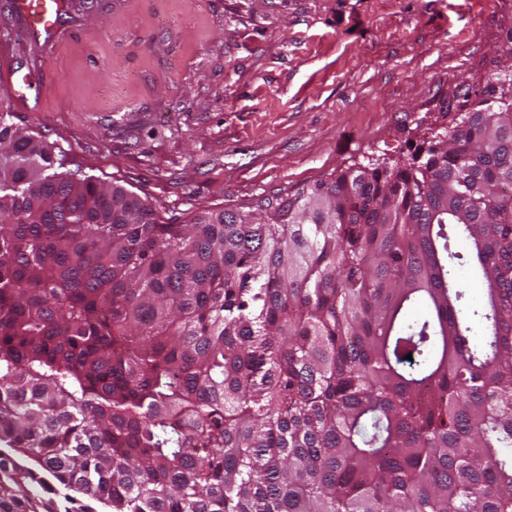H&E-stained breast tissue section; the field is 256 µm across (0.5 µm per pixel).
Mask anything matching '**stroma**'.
Returning a JSON list of instances; mask_svg holds the SVG:
<instances>
[{"mask_svg":"<svg viewBox=\"0 0 512 512\" xmlns=\"http://www.w3.org/2000/svg\"><path fill=\"white\" fill-rule=\"evenodd\" d=\"M9 2L0 97L19 125L173 224L409 162L512 83V0H99L50 46ZM24 73L38 102L10 90Z\"/></svg>","mask_w":512,"mask_h":512,"instance_id":"stroma-1","label":"stroma"}]
</instances>
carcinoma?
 I'll list each match as a JSON object with an SVG mask.
<instances>
[{
  "instance_id": "obj_1",
  "label": "carcinoma",
  "mask_w": 512,
  "mask_h": 512,
  "mask_svg": "<svg viewBox=\"0 0 512 512\" xmlns=\"http://www.w3.org/2000/svg\"><path fill=\"white\" fill-rule=\"evenodd\" d=\"M14 119L0 512H512V84L408 163L183 224Z\"/></svg>"
}]
</instances>
